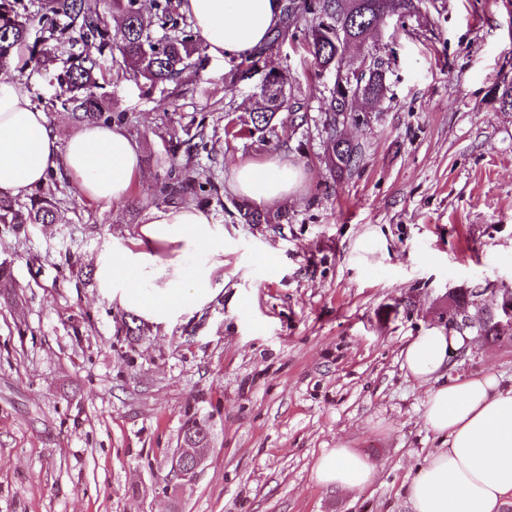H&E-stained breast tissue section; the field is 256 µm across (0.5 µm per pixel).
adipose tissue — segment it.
<instances>
[{
	"label": "adipose tissue",
	"instance_id": "ef3b65f1",
	"mask_svg": "<svg viewBox=\"0 0 512 512\" xmlns=\"http://www.w3.org/2000/svg\"><path fill=\"white\" fill-rule=\"evenodd\" d=\"M182 11L217 58L252 56L280 25V0H183ZM64 171L90 200L128 197L142 167L137 144L116 127L81 124L59 145L45 112L15 80L0 74V194L25 197L47 176ZM302 173L271 157L231 171V188L252 203L275 204L301 188ZM224 227L190 205L151 208L132 245L95 259L104 297L158 325L193 315L222 293ZM465 340L431 329L402 351L408 376L426 387L423 419L446 448L432 452L404 494L410 512H504L512 500V385L492 374L446 379L449 358ZM372 463L345 446L322 454L312 478L323 487L356 492Z\"/></svg>",
	"mask_w": 512,
	"mask_h": 512
}]
</instances>
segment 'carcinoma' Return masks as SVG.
<instances>
[{
	"label": "carcinoma",
	"mask_w": 512,
	"mask_h": 512,
	"mask_svg": "<svg viewBox=\"0 0 512 512\" xmlns=\"http://www.w3.org/2000/svg\"><path fill=\"white\" fill-rule=\"evenodd\" d=\"M112 5L123 17L120 28L113 31L97 4L91 0H41L38 23L48 26V36L39 48L31 49L30 61L37 65L52 62L48 45L66 38L83 45L94 44L99 55L118 51L123 63L135 76L144 78L150 86L173 82L192 65V57L199 45L192 35L164 33L156 35V25L166 24L174 9L173 0H153V12L146 14L139 0H112ZM397 10L409 14L416 9L415 0H290L284 8V21L276 31L275 40L296 38L300 22L309 23L304 37L305 48L321 70L334 69L344 63V50L348 43H357L369 37L367 27L376 11ZM30 18L19 13L12 0H0V69H8L14 53L26 45ZM260 57L254 55L238 62L230 71L225 91L233 92L236 85L250 78ZM383 62L373 61L368 77L363 81L361 93L372 99L384 93ZM99 59L80 54L64 72L67 104L86 118L101 119L109 113V105L98 92L97 70ZM287 80L268 73L255 102L251 121L240 127H227L224 133L233 138L254 137L274 130L272 122L278 112L288 108ZM330 105L324 113L323 128L332 143L330 163L342 173L357 163L358 148L340 137L337 125L338 98L336 89L329 90ZM203 187L188 180L165 182L160 187L163 196H196ZM55 200L47 191L31 200L30 207L17 210L12 203L0 199V222L3 224H50L54 220ZM240 218L246 224H280L288 220L287 214L264 213L245 203L236 205Z\"/></svg>",
	"instance_id": "cac0c4a2"
}]
</instances>
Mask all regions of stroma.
Wrapping results in <instances>:
<instances>
[{
	"label": "stroma",
	"mask_w": 512,
	"mask_h": 512,
	"mask_svg": "<svg viewBox=\"0 0 512 512\" xmlns=\"http://www.w3.org/2000/svg\"><path fill=\"white\" fill-rule=\"evenodd\" d=\"M50 65L15 56L8 76L42 109L59 144L79 128ZM384 63L386 91L356 102L367 121L345 136L357 164L336 174L321 119L335 75L301 42L268 45L289 79L293 135L225 137L249 120L261 76L224 90L232 60L205 56L149 86L104 56L112 123L139 145L144 178L126 199L85 198L64 171L46 181L55 221L0 223V512H409L404 487L440 439L424 424L426 389L401 351L512 292V0H419L402 23L353 45L345 70ZM189 132L190 142L172 140ZM280 155L302 171L282 224H246L233 166ZM217 186L196 205L224 226V291L207 308L155 326L102 296L93 266L130 244L167 205L169 175ZM448 375L512 383V339L466 331ZM208 452L192 482L172 475L183 429ZM376 466L358 494L317 485L328 449Z\"/></svg>",
	"instance_id": "stroma-1"
}]
</instances>
